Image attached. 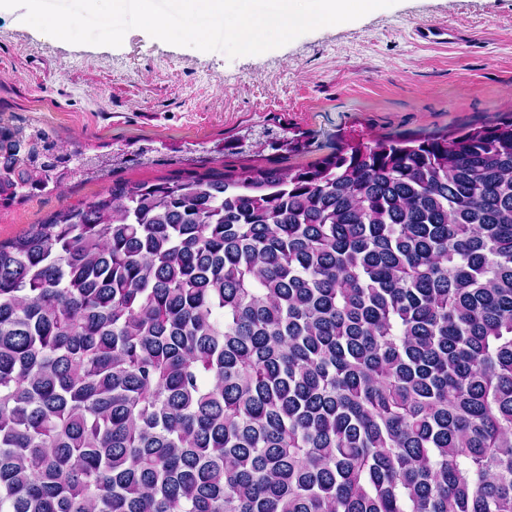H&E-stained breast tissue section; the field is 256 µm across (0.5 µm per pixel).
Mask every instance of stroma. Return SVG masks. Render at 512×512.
<instances>
[{"label": "stroma", "instance_id": "stroma-1", "mask_svg": "<svg viewBox=\"0 0 512 512\" xmlns=\"http://www.w3.org/2000/svg\"><path fill=\"white\" fill-rule=\"evenodd\" d=\"M25 14L0 9V117L97 152L160 146L152 166L116 169L120 182L306 167L352 135L418 139L512 119V0H398L234 59L137 28L117 47L73 44L47 37ZM433 24L452 30V40L416 36L417 27ZM251 126L299 130L310 146L218 157L179 152ZM101 189L85 182L0 209V241Z\"/></svg>", "mask_w": 512, "mask_h": 512}]
</instances>
